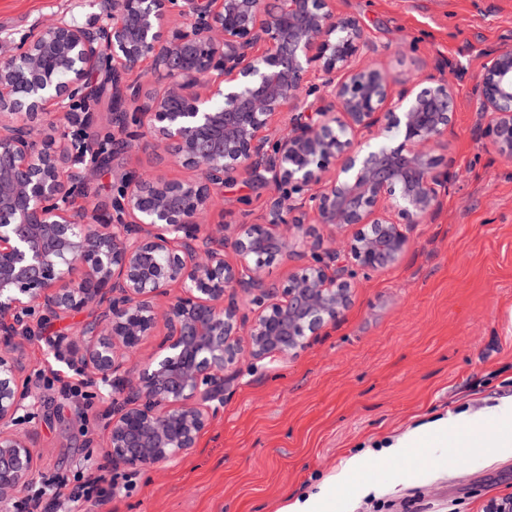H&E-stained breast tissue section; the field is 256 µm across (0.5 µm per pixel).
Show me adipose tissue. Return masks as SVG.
Wrapping results in <instances>:
<instances>
[{"mask_svg":"<svg viewBox=\"0 0 512 512\" xmlns=\"http://www.w3.org/2000/svg\"><path fill=\"white\" fill-rule=\"evenodd\" d=\"M511 419L512 396L502 398L498 405L485 413L462 412L419 424L398 438L389 454L396 457L408 449L419 452L448 446L454 448L469 442L477 447L490 448L496 439L505 438L504 428Z\"/></svg>","mask_w":512,"mask_h":512,"instance_id":"obj_1","label":"adipose tissue"}]
</instances>
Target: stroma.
Wrapping results in <instances>:
<instances>
[{"label":"stroma","instance_id":"1","mask_svg":"<svg viewBox=\"0 0 512 512\" xmlns=\"http://www.w3.org/2000/svg\"><path fill=\"white\" fill-rule=\"evenodd\" d=\"M357 17L391 78L457 68L451 132L434 150L453 166L438 213L409 231L393 266L359 276L350 307L310 346L243 366L224 387V402L193 454L159 467L133 469L132 489L87 504L82 512H276L284 496L314 491L344 459L393 441L433 417L494 407L512 395V159L480 135L489 116L474 93L489 51L512 47V0H335ZM102 0H0V60L25 47L48 22L95 28L106 21ZM192 180L148 131L75 188L85 211L110 208L118 177ZM267 190L237 182L224 188L213 224H262ZM90 311L47 321L21 339L16 355L35 397L28 426L34 477L96 472L101 417L65 393L71 372L51 339L78 330ZM374 490L349 487L320 512H372L392 501L401 512L427 495L454 512H482L512 495V447L462 454L435 448L371 466Z\"/></svg>","mask_w":512,"mask_h":512}]
</instances>
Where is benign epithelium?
<instances>
[{"label": "benign epithelium", "instance_id": "7a95c632", "mask_svg": "<svg viewBox=\"0 0 512 512\" xmlns=\"http://www.w3.org/2000/svg\"><path fill=\"white\" fill-rule=\"evenodd\" d=\"M174 10L183 22L172 27ZM370 57L357 18L333 12L330 0H112L106 25L48 23L0 63L1 504L35 467L15 351L43 321L103 309L78 340L55 344L71 370L116 395L101 429L112 468L154 467L197 447L212 403L244 364L299 353L349 308L358 274L401 259L407 229L433 216L456 178L431 153L455 107L453 73L408 79L390 102L391 77ZM105 58L107 123L125 110L136 130L124 125L112 156L75 175L81 152L63 120ZM144 62L172 79L163 94L127 81ZM475 93L491 116L483 137L511 159V48L489 54ZM283 112L292 117L271 130ZM49 116L57 138L40 145ZM145 123L198 177L128 173L108 219L73 213L68 183L88 181ZM365 131L400 142L365 152ZM241 177L270 190L267 223L208 225L224 186ZM310 213L325 234L303 231ZM281 256L301 266L276 287L265 269ZM174 284L182 294L158 308ZM160 316L167 337L130 365Z\"/></svg>", "mask_w": 512, "mask_h": 512}]
</instances>
